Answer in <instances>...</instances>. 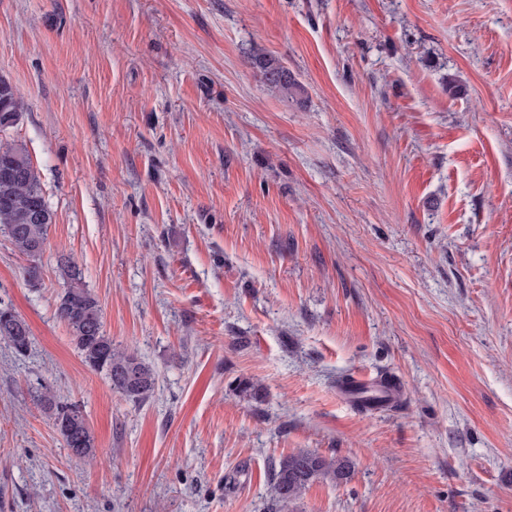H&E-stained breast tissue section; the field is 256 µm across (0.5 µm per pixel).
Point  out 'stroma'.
Returning a JSON list of instances; mask_svg holds the SVG:
<instances>
[{"label":"stroma","mask_w":512,"mask_h":512,"mask_svg":"<svg viewBox=\"0 0 512 512\" xmlns=\"http://www.w3.org/2000/svg\"><path fill=\"white\" fill-rule=\"evenodd\" d=\"M0 78L55 213L38 283L0 232V512H267L302 450L351 472L301 512H512V0H0ZM63 254L148 400L82 362ZM255 64L260 69L267 86L279 92L286 99L301 103L304 89L295 75L279 58L259 55L255 57ZM0 338L24 354L31 345V331L26 321L8 307H0ZM39 403L53 421L71 454L78 459L94 456V438L86 424L85 417L77 404L58 401L50 389L39 396Z\"/></svg>","instance_id":"1"}]
</instances>
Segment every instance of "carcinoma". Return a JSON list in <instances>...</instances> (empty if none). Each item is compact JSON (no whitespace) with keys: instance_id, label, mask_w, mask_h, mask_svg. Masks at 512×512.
<instances>
[{"instance_id":"carcinoma-1","label":"carcinoma","mask_w":512,"mask_h":512,"mask_svg":"<svg viewBox=\"0 0 512 512\" xmlns=\"http://www.w3.org/2000/svg\"><path fill=\"white\" fill-rule=\"evenodd\" d=\"M255 64L267 86L288 100L303 99V87L279 58L259 55ZM22 112L23 103L17 90L0 78V228L7 233L14 249L31 261L26 274L35 282L40 276L37 260L44 251L48 227L54 223L55 216L38 170L25 148L3 138L18 124ZM59 270L67 288L57 297V315L67 325L82 361L104 373L120 397L133 402L149 398L156 387L154 369L135 353L117 348L106 335L101 305L84 287L76 263L62 258ZM0 338L19 354L26 353L31 345L28 324L8 307H0ZM39 403L74 457L94 456V438L78 405L57 400L49 389L41 393ZM350 469L346 459L311 451H299L280 459L271 475L270 512H297L299 501L311 485L321 480L341 482L348 478Z\"/></svg>"}]
</instances>
